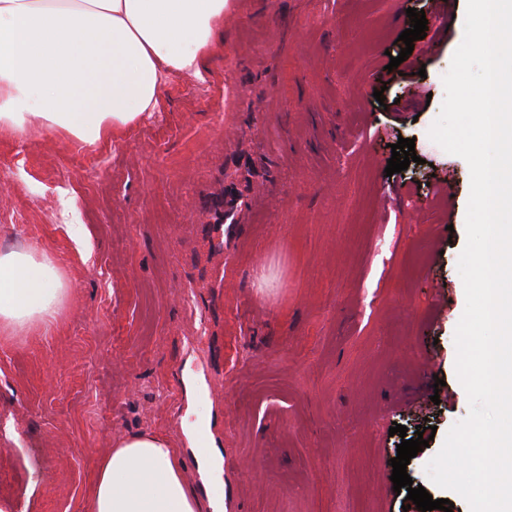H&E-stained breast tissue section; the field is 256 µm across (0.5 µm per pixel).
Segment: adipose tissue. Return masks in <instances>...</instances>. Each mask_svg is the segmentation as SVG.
I'll list each match as a JSON object with an SVG mask.
<instances>
[{"mask_svg": "<svg viewBox=\"0 0 512 512\" xmlns=\"http://www.w3.org/2000/svg\"><path fill=\"white\" fill-rule=\"evenodd\" d=\"M228 0H0V134L44 129L94 144L158 111L170 79L202 78ZM48 255L0 253V330L52 321ZM176 452L145 431L100 458L89 512H196Z\"/></svg>", "mask_w": 512, "mask_h": 512, "instance_id": "adipose-tissue-1", "label": "adipose tissue"}]
</instances>
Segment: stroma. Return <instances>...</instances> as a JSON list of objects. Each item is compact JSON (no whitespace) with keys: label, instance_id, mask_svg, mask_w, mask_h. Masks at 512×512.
Here are the masks:
<instances>
[{"label":"stroma","instance_id":"35a3bbf8","mask_svg":"<svg viewBox=\"0 0 512 512\" xmlns=\"http://www.w3.org/2000/svg\"><path fill=\"white\" fill-rule=\"evenodd\" d=\"M410 7L450 26L385 71ZM465 12L230 0L204 80L171 79L137 125L92 146L36 118L0 137V251L50 255L67 285L50 323L0 331V512H87L100 456L142 431L175 448L199 512L204 446L224 512H403L391 460L424 423L408 474L470 512L426 473L469 412L454 334L470 170L428 135ZM402 137L418 159L386 175ZM229 189L240 213L221 224Z\"/></svg>","mask_w":512,"mask_h":512}]
</instances>
